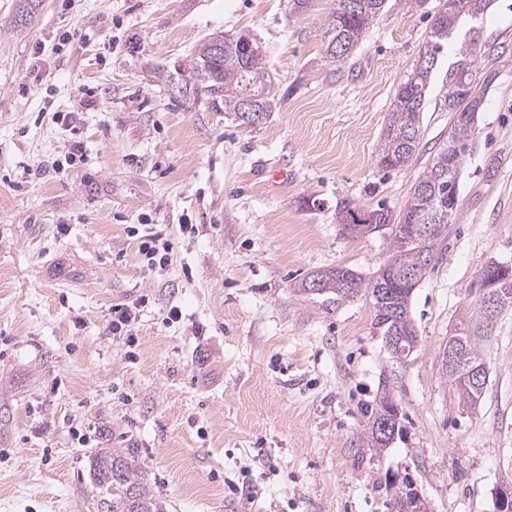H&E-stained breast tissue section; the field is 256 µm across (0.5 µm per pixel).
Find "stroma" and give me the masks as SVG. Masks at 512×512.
Wrapping results in <instances>:
<instances>
[{
	"instance_id": "stroma-1",
	"label": "stroma",
	"mask_w": 512,
	"mask_h": 512,
	"mask_svg": "<svg viewBox=\"0 0 512 512\" xmlns=\"http://www.w3.org/2000/svg\"><path fill=\"white\" fill-rule=\"evenodd\" d=\"M337 4L44 0L14 29V0H0V512H102L88 463L106 448L137 450L166 512H388L405 477L430 512H496L512 485V306L481 343L475 407L438 357L460 321L484 318L481 269L512 267V0L457 32L496 77L458 216L411 299L418 345L401 360L368 297L327 314L295 287L387 262L391 238L342 235L336 203L405 212L448 139L454 57L432 73L415 156L382 169L396 91L441 0H386L343 62L325 54ZM218 34L266 54L278 104L259 125L183 102L158 78ZM76 140L86 158L70 166ZM279 169V183L260 176ZM143 224L166 233L168 265L144 267L129 233ZM142 295L131 351L107 323ZM384 388L402 430L383 452L360 451V408Z\"/></svg>"
}]
</instances>
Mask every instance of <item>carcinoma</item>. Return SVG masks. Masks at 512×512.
I'll list each match as a JSON object with an SVG mask.
<instances>
[{"instance_id":"obj_1","label":"carcinoma","mask_w":512,"mask_h":512,"mask_svg":"<svg viewBox=\"0 0 512 512\" xmlns=\"http://www.w3.org/2000/svg\"><path fill=\"white\" fill-rule=\"evenodd\" d=\"M40 0H16L13 26L31 24L38 12ZM385 6V0H339L336 13L327 31V45H335V52H326L327 58H344L357 47L364 34ZM486 0H453L447 11L435 15L431 37L420 56L424 60L402 83L389 113L385 132L381 137L377 163L385 169L406 166L415 156L420 143V121L430 79L452 39L461 19L477 18L483 14ZM479 50L472 40L464 41L457 51V60L448 67V111L455 113L448 133V142L434 155L431 164L415 184L410 205L404 216L395 217L393 211L378 208L361 210L350 200H342L338 208L340 231L352 238L362 231L351 226L363 224L372 233L382 230L393 237L394 253L372 276L365 279L347 267L318 271L303 279L297 292L312 303L330 312L358 294L368 296L374 309V328L383 337L391 334L404 338L402 347L407 352L392 349L397 358H407L417 347L418 336L409 316V304L415 285L404 282V274L412 267L414 252L434 255L443 241L450 224L459 210L458 174L448 173V152L468 151L472 139L474 113L480 111L483 95L476 91L478 84H489L493 76L479 72ZM172 85L178 83L183 98L202 102L220 112H232L241 123L254 126L271 109L275 101L272 79L266 67L265 54L256 40L247 35L224 39L222 50L216 49L215 39L200 44L194 56L172 71L160 74ZM436 224L438 230L421 234V225ZM319 279L317 288L310 286ZM489 324L475 323L456 329L448 337L454 345V365L448 370V380L455 386L458 398L465 404H476L481 395L464 381L465 374L483 363L480 350L482 338L488 335ZM368 420L375 421L385 414L398 418L397 409L382 391L378 404L365 410ZM392 439L368 429L363 434V446L379 451ZM93 488L102 495L106 512H164L162 502L145 482L144 470L132 448L98 452L89 460ZM118 493L107 499L111 489ZM412 482L402 479V486L390 506L394 512H407L411 504Z\"/></svg>"}]
</instances>
